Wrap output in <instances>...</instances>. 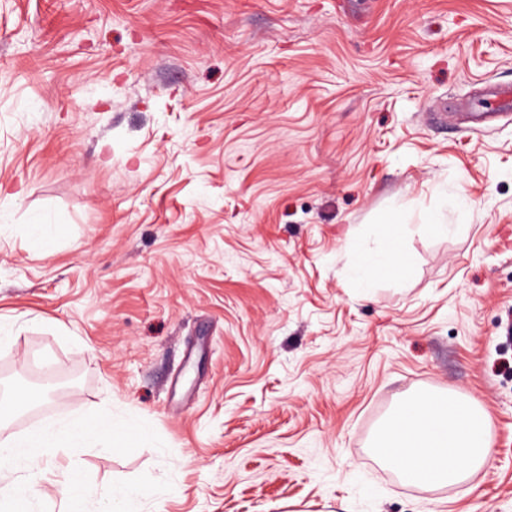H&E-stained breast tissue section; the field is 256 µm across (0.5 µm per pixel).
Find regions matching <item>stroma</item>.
I'll return each instance as SVG.
<instances>
[{
	"instance_id": "1",
	"label": "stroma",
	"mask_w": 512,
	"mask_h": 512,
	"mask_svg": "<svg viewBox=\"0 0 512 512\" xmlns=\"http://www.w3.org/2000/svg\"><path fill=\"white\" fill-rule=\"evenodd\" d=\"M512 0H0V512H512ZM401 208L404 276L356 288ZM452 225L436 233L430 216ZM450 392L466 481L376 456ZM42 392L36 389H29L23 391L18 400L16 399H0V425L2 422L7 421L16 411L18 401L27 404H37L44 399ZM373 447L409 483L436 488L460 483L479 469L490 439L483 414L470 402L420 393L394 410ZM94 439L97 443L107 439L111 445V434L101 429L91 415L63 424H51L29 435L15 437L0 444V470L24 467L38 469L47 448L69 447L67 445Z\"/></svg>"
}]
</instances>
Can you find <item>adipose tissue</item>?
I'll list each match as a JSON object with an SVG mask.
<instances>
[{"mask_svg":"<svg viewBox=\"0 0 512 512\" xmlns=\"http://www.w3.org/2000/svg\"><path fill=\"white\" fill-rule=\"evenodd\" d=\"M405 223L394 208L379 228L376 255H358L353 264L357 287L365 289L381 273L402 274L398 230ZM109 434L92 416L51 424L31 434L0 443V470L40 467L46 449ZM490 446L483 414L470 402L451 394L420 393L400 404L378 434L374 448L385 463L412 484L436 488L464 481L485 462Z\"/></svg>","mask_w":512,"mask_h":512,"instance_id":"ef3b65f1","label":"adipose tissue"}]
</instances>
